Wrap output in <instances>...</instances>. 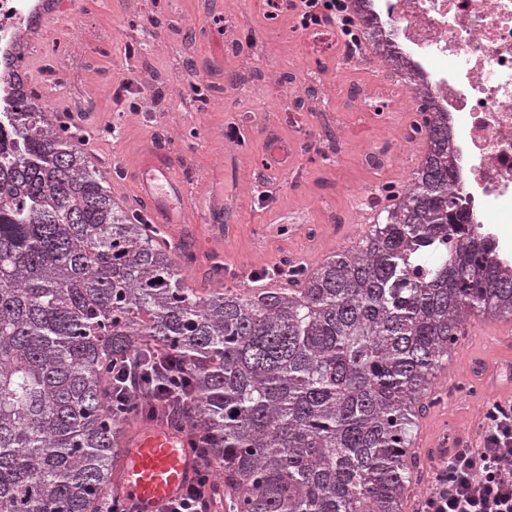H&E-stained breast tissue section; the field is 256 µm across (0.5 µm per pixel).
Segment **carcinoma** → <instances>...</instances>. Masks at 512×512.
<instances>
[{"instance_id":"carcinoma-1","label":"carcinoma","mask_w":512,"mask_h":512,"mask_svg":"<svg viewBox=\"0 0 512 512\" xmlns=\"http://www.w3.org/2000/svg\"><path fill=\"white\" fill-rule=\"evenodd\" d=\"M32 99L0 152V512H103L122 425L147 408L112 401V361L161 350L193 372L185 422L213 440L228 512H402L467 314L512 316V268L452 192L448 120L416 95L428 152L361 249L199 297Z\"/></svg>"}]
</instances>
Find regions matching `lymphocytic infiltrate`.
<instances>
[{
	"label": "lymphocytic infiltrate",
	"instance_id": "1",
	"mask_svg": "<svg viewBox=\"0 0 512 512\" xmlns=\"http://www.w3.org/2000/svg\"><path fill=\"white\" fill-rule=\"evenodd\" d=\"M347 9V0H298V26L337 27L350 34L354 20ZM112 380L119 392L163 404V412L146 413L149 421L178 418L183 403L193 395L189 369L169 352H156L148 370L133 356L114 362ZM486 419L479 445L453 449L435 474L434 488L421 512H512V402L495 404ZM190 445L200 464L198 479L166 512H206L208 508L212 465L203 442L194 439Z\"/></svg>",
	"mask_w": 512,
	"mask_h": 512
}]
</instances>
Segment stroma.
I'll use <instances>...</instances> for the list:
<instances>
[{
	"instance_id": "35a3bbf8",
	"label": "stroma",
	"mask_w": 512,
	"mask_h": 512,
	"mask_svg": "<svg viewBox=\"0 0 512 512\" xmlns=\"http://www.w3.org/2000/svg\"><path fill=\"white\" fill-rule=\"evenodd\" d=\"M64 0V11L87 20L91 30L77 68L58 69L56 51L41 50L25 61L30 83L51 114L68 117L69 94L81 96L92 120L82 123L81 148L96 169L113 168L107 185L115 202L135 212L134 174L141 156L166 145L165 132L183 131L177 151L188 159L184 175L196 190L211 195L224 188V236L212 237L197 225L192 239L194 277L186 287L198 296L215 288H250L249 275L292 261L315 268L337 252L360 248L368 229L386 207L378 183H400L422 163L425 144L411 148L381 171L365 166L373 143L393 137L407 123L403 112L375 118L347 112L346 95L385 83L381 71L348 56L343 39L332 51H309L311 34L296 30V11L268 24L256 0ZM235 22L234 31L216 34L212 17ZM160 107L135 113L146 75ZM222 95L223 106L212 103ZM288 157L269 165L274 143ZM223 154L228 175L217 178L214 157ZM337 210L340 224H322L321 212ZM497 341L465 328L435 381L443 402L431 407L413 431L421 465L404 501L418 512L431 489L438 460L427 455L426 435L457 430L479 441L487 399L470 376L467 354L491 358Z\"/></svg>"
}]
</instances>
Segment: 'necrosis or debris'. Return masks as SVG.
Returning a JSON list of instances; mask_svg holds the SVG:
<instances>
[{"instance_id": "1", "label": "necrosis or debris", "mask_w": 512, "mask_h": 512, "mask_svg": "<svg viewBox=\"0 0 512 512\" xmlns=\"http://www.w3.org/2000/svg\"><path fill=\"white\" fill-rule=\"evenodd\" d=\"M49 0H0V59L61 46L76 58L88 26L62 19L31 39L32 15L56 13ZM369 27L358 34L368 61L392 65L401 83L344 100L348 112L378 102L409 110L415 92L448 118L455 151V193L469 227L512 265V0H367Z\"/></svg>"}]
</instances>
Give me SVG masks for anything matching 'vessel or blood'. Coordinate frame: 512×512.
<instances>
[{
	"label": "vessel or blood",
	"instance_id": "vessel-or-blood-1",
	"mask_svg": "<svg viewBox=\"0 0 512 512\" xmlns=\"http://www.w3.org/2000/svg\"><path fill=\"white\" fill-rule=\"evenodd\" d=\"M185 160L168 149H149L135 173L136 196L142 209L159 224L180 230L190 240L196 223L222 230L224 201L215 197L200 204L196 192L179 173ZM480 332L494 333L508 352L495 368L471 355L470 369L488 390L502 395V373L512 371V322H475ZM114 485L131 512H163L165 504L180 499L195 483L199 463L189 448L187 430L168 423L126 427L120 442Z\"/></svg>",
	"mask_w": 512,
	"mask_h": 512
}]
</instances>
